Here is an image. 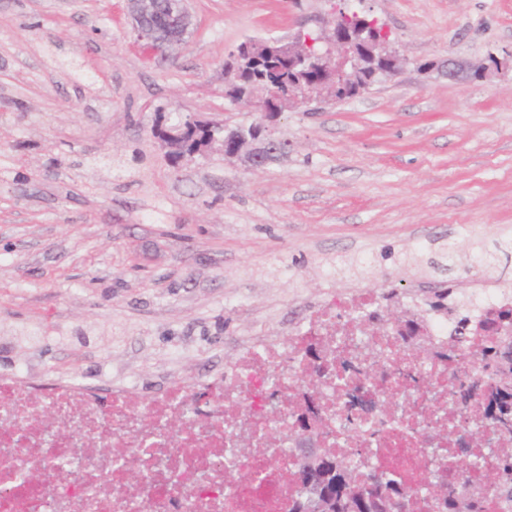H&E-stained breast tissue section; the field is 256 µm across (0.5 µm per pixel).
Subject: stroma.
Masks as SVG:
<instances>
[{"instance_id": "35a3bbf8", "label": "stroma", "mask_w": 512, "mask_h": 512, "mask_svg": "<svg viewBox=\"0 0 512 512\" xmlns=\"http://www.w3.org/2000/svg\"><path fill=\"white\" fill-rule=\"evenodd\" d=\"M177 58L145 59L125 0H0V374L192 384L312 303L385 286L399 303L474 280L512 240V0H366L409 63L272 127L265 169L172 164L160 112L248 125L224 96L243 41L313 32L328 0H188ZM502 67L481 79L430 61ZM454 244L450 270L426 265Z\"/></svg>"}]
</instances>
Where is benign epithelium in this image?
<instances>
[{
  "label": "benign epithelium",
  "mask_w": 512,
  "mask_h": 512,
  "mask_svg": "<svg viewBox=\"0 0 512 512\" xmlns=\"http://www.w3.org/2000/svg\"><path fill=\"white\" fill-rule=\"evenodd\" d=\"M362 3L363 0H340L332 5L330 11L320 19L319 28L313 35L300 33L294 41L287 43L279 39H271L248 40L240 44L224 64V71L227 73L236 70L242 59L256 58L260 54L286 62L288 69L293 72L309 70L318 72L316 79L290 86L286 92L271 87H265L259 93L246 92L241 95L240 104L256 108L271 120L290 104L310 107L323 101L335 100L336 87L344 84L360 68L362 62L352 39L344 29L336 26V21L345 17L352 21L363 22L367 28H372L371 22L357 9V6ZM128 7L134 19L133 29L136 40L145 43L150 52L163 54L169 48L184 43L191 25L186 0H180L178 11L165 19L168 35L164 39L156 38L153 30L141 23V17L155 12L156 0H128ZM366 53L372 57L378 55L389 59L395 68L401 61V56L393 48L389 37L375 31L371 32L367 40ZM498 67L497 59L468 68L449 61L444 64L446 74L450 77H455L458 73L467 70L472 76L483 78L490 70ZM220 130L224 132V141L238 145L237 149L224 153V156L237 157L244 153L248 166L252 170L264 168L272 162L276 154L281 156L287 153V140L270 137L262 125L235 128L222 126ZM159 142L169 154L181 152L180 127L169 128L159 137Z\"/></svg>",
  "instance_id": "obj_1"
}]
</instances>
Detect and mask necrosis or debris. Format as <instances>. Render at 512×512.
Returning <instances> with one entry per match:
<instances>
[{
    "label": "necrosis or debris",
    "instance_id": "obj_1",
    "mask_svg": "<svg viewBox=\"0 0 512 512\" xmlns=\"http://www.w3.org/2000/svg\"><path fill=\"white\" fill-rule=\"evenodd\" d=\"M474 318L512 310V281L480 283L468 296ZM427 351L400 341L387 321L378 289L332 296L292 333L257 342L224 374L208 382L209 401L195 388L172 383L143 397L135 387L101 399L74 380L47 389L28 385L22 370L0 375V512H288L293 492L281 467L298 446L297 392L337 358L371 352L357 375L321 380L318 401L330 436L319 448L338 450L346 464L385 470L389 454L420 460L427 469L456 461L476 474L482 456L470 448L431 451L424 428H408L413 398L397 368L429 381L433 423L447 424L450 378L432 359L448 348L456 326L446 310L417 303ZM320 350L312 359L308 346ZM277 395V411L266 398ZM359 395V422L345 417ZM126 449L117 459L112 448Z\"/></svg>",
    "mask_w": 512,
    "mask_h": 512
}]
</instances>
